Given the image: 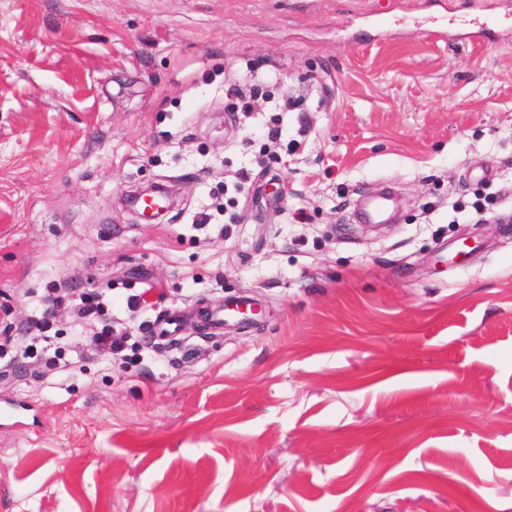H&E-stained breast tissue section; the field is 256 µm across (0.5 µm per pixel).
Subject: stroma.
I'll return each mask as SVG.
<instances>
[{"mask_svg":"<svg viewBox=\"0 0 512 512\" xmlns=\"http://www.w3.org/2000/svg\"><path fill=\"white\" fill-rule=\"evenodd\" d=\"M381 181L397 220L362 232ZM55 284L58 343L108 288L122 355H32ZM242 296L258 320L201 328ZM4 336L0 512H512V0H0Z\"/></svg>","mask_w":512,"mask_h":512,"instance_id":"35a3bbf8","label":"stroma"}]
</instances>
